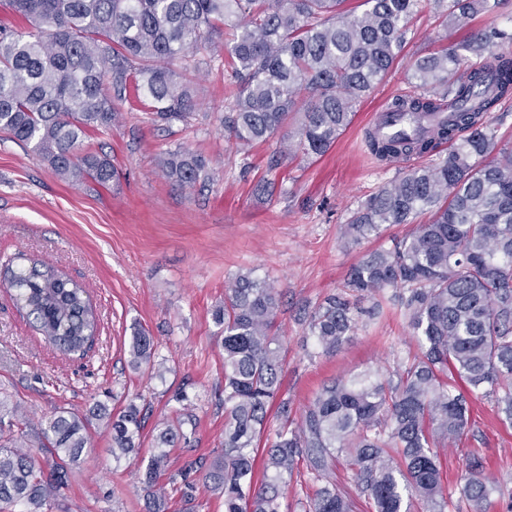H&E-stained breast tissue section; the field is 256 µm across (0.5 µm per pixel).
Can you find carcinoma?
<instances>
[{"label":"carcinoma","mask_w":512,"mask_h":512,"mask_svg":"<svg viewBox=\"0 0 512 512\" xmlns=\"http://www.w3.org/2000/svg\"><path fill=\"white\" fill-rule=\"evenodd\" d=\"M345 0H0L29 22L22 32L0 22V132L31 148L62 177L114 178L111 161L83 148L90 130L112 126V102L130 94L147 102L152 119L186 121L196 107L194 82L172 65L207 54L220 58L236 87L228 139L240 147L267 141L300 116L296 150L326 152L351 124L358 102L385 79L401 51L408 20L428 3L444 22L464 25L474 15L497 17L508 0H363L360 14ZM224 37L216 45L215 36ZM512 32L492 23L472 37L416 60L408 76L414 92L389 102L392 112L429 116L451 99L474 93L484 64L496 61V86L473 110L399 139L367 132L380 160L430 158L406 167L352 213L345 242L358 244L385 225L418 224L394 248L354 264L344 290L319 304L308 322L323 354H333L380 304L360 310L348 293L368 299L400 288L399 303L419 353L386 377L366 371L324 385L299 422L280 402L276 429L270 407L283 372L276 333L279 291L247 275L233 280L213 312L224 349V453L204 483L224 496V512H282L283 489L296 460L322 482L303 512H353L347 493L330 479L340 457L373 512H447L436 449L469 425L468 394L484 392L512 421V148L498 146L491 112L512 97V54L494 48ZM448 144V153L440 147ZM205 161L177 152L167 175L192 185ZM0 282L15 290L33 328L63 353L84 349L98 330L85 290L58 270L33 261L8 262ZM131 364H151L153 340L135 328ZM106 421L112 456L137 458L142 427L133 402L118 415L102 402L83 414L60 410L41 429L44 461L17 445L24 436L18 407L0 396V509L44 512L67 486L71 466L90 445L89 426ZM269 436H264L267 431ZM184 436L160 429L146 464L154 484L170 448ZM263 477L255 480L257 466ZM460 494L485 512L499 481L470 459Z\"/></svg>","instance_id":"obj_1"}]
</instances>
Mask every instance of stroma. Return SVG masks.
Returning <instances> with one entry per match:
<instances>
[{
	"label": "stroma",
	"mask_w": 512,
	"mask_h": 512,
	"mask_svg": "<svg viewBox=\"0 0 512 512\" xmlns=\"http://www.w3.org/2000/svg\"><path fill=\"white\" fill-rule=\"evenodd\" d=\"M489 22L477 15L465 28L446 29L424 9L410 21L391 75L321 156L284 153L292 125L245 149L229 142L224 120L231 99L216 60L199 68L197 106L188 121L155 122L140 104L115 102L112 126L84 140L116 170L106 185L63 178L0 133V262L22 252L57 267L86 288L100 318L86 355L66 356L42 341L0 286V393L27 414L28 434L61 407L81 414L97 399L117 413L136 403L144 416L143 458L161 424L181 422L186 434L158 480L167 512H224L223 496L204 487L202 476L224 448V351L213 311L235 277L268 281L280 292L277 326L286 354L280 396L293 419L324 384L377 368L391 372L417 354L391 288L380 315L360 320L334 354L318 353L307 319L341 289L363 255L393 248L412 230L390 225L353 246L342 239L352 212L399 174L379 166L366 148L373 114L410 91L407 73L419 56ZM179 150L204 158L205 179L182 185L167 176L165 162ZM136 327L154 341L152 368L130 362ZM469 403V428L439 451L444 483L457 493L468 458L478 455L501 484L489 512H506L512 422L492 398L473 394ZM90 432L91 445L51 512H146L141 463L113 457L105 423Z\"/></svg>",
	"instance_id": "1"
}]
</instances>
